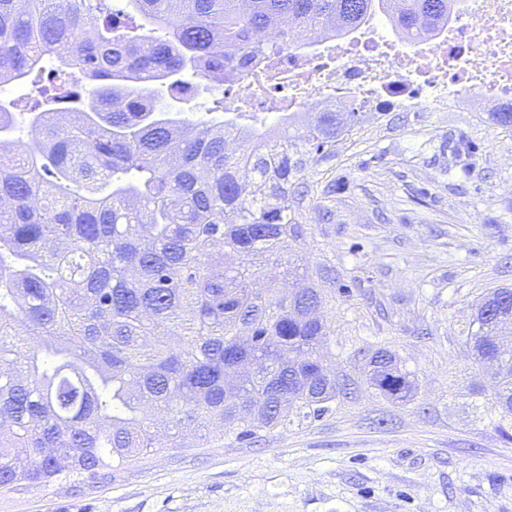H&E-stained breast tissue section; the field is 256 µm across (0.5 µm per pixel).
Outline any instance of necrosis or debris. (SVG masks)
Listing matches in <instances>:
<instances>
[{
    "label": "necrosis or debris",
    "mask_w": 512,
    "mask_h": 512,
    "mask_svg": "<svg viewBox=\"0 0 512 512\" xmlns=\"http://www.w3.org/2000/svg\"><path fill=\"white\" fill-rule=\"evenodd\" d=\"M302 41L257 65H225L206 82L223 90L227 111L256 98L262 111L279 118L323 103L365 115L512 106V0H465L447 26L391 61L370 37L333 41L316 32ZM459 88L470 89L471 97L458 98Z\"/></svg>",
    "instance_id": "4bbe7bcc"
}]
</instances>
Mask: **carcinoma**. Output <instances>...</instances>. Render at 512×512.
<instances>
[{
  "mask_svg": "<svg viewBox=\"0 0 512 512\" xmlns=\"http://www.w3.org/2000/svg\"><path fill=\"white\" fill-rule=\"evenodd\" d=\"M459 0H0V85L29 89L27 139L0 106V490L80 485L232 433L253 440L343 410L362 385L395 405L417 378L386 345L329 375L336 269L268 272L305 239L301 201L358 113L318 107L204 135L161 105L207 70L274 47L278 25L344 36L376 12L407 38ZM142 23L128 35L127 20ZM59 62L47 66L48 59ZM93 82L59 121L43 109L74 73ZM464 344L495 382L512 443V289L492 288Z\"/></svg>",
  "mask_w": 512,
  "mask_h": 512,
  "instance_id": "cac0c4a2",
  "label": "carcinoma"
}]
</instances>
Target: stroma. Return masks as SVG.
<instances>
[{
  "label": "stroma",
  "mask_w": 512,
  "mask_h": 512,
  "mask_svg": "<svg viewBox=\"0 0 512 512\" xmlns=\"http://www.w3.org/2000/svg\"><path fill=\"white\" fill-rule=\"evenodd\" d=\"M222 98L202 89L172 109L216 123ZM357 132L318 166L298 259L346 286L329 366L389 344L418 377L415 401L365 391L342 414L161 453L91 490L2 494L0 512H512V444L464 345L477 300L512 287V130L476 112H384ZM462 136L473 157L441 152Z\"/></svg>",
  "instance_id": "1"
}]
</instances>
